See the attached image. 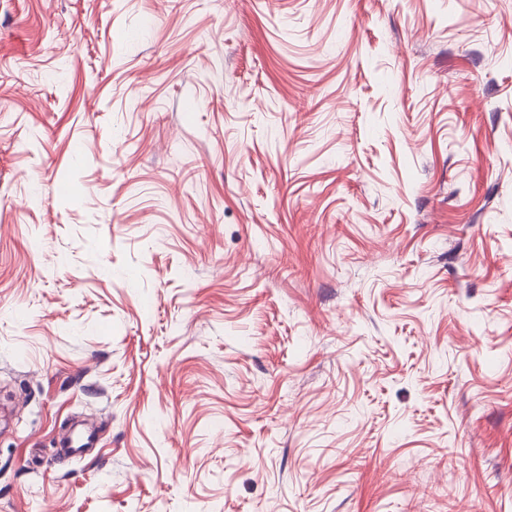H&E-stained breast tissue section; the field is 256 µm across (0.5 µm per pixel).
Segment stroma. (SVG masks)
Instances as JSON below:
<instances>
[{"mask_svg":"<svg viewBox=\"0 0 512 512\" xmlns=\"http://www.w3.org/2000/svg\"><path fill=\"white\" fill-rule=\"evenodd\" d=\"M0 512H512V0H0Z\"/></svg>","mask_w":512,"mask_h":512,"instance_id":"obj_1","label":"stroma"}]
</instances>
